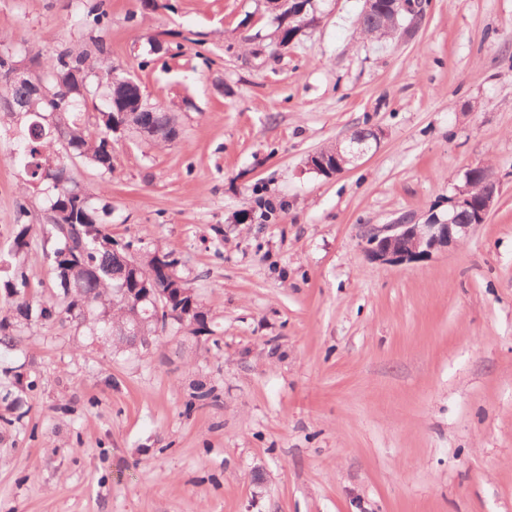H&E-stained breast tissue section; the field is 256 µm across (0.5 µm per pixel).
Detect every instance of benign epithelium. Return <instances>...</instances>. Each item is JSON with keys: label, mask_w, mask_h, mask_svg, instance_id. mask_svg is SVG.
<instances>
[{"label": "benign epithelium", "mask_w": 512, "mask_h": 512, "mask_svg": "<svg viewBox=\"0 0 512 512\" xmlns=\"http://www.w3.org/2000/svg\"><path fill=\"white\" fill-rule=\"evenodd\" d=\"M0 84L13 86L25 84L42 98L52 95L45 82V75L32 60L14 62L11 69L0 75ZM500 181L490 174L480 199L473 200L462 190L448 199V215L430 214L424 222L413 215L399 218L391 224H369L364 231L365 249L372 260L382 263H400L426 257L447 248L467 236L471 229L486 222L499 199ZM473 210L472 221L461 224L459 212Z\"/></svg>", "instance_id": "benign-epithelium-1"}]
</instances>
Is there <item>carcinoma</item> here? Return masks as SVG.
I'll use <instances>...</instances> for the list:
<instances>
[{
  "instance_id": "carcinoma-1",
  "label": "carcinoma",
  "mask_w": 512,
  "mask_h": 512,
  "mask_svg": "<svg viewBox=\"0 0 512 512\" xmlns=\"http://www.w3.org/2000/svg\"><path fill=\"white\" fill-rule=\"evenodd\" d=\"M379 9L360 22V33L373 37L397 29L401 13L395 0H378ZM298 4H289V19L279 26L280 43L291 41L302 27L314 22L309 12L299 13ZM98 58L91 62L84 53H76L63 47L57 51L49 65L47 83L53 90V99L44 101L33 94L29 87H1L0 112L13 113L12 105L20 100L31 109L30 115L39 119L44 136L36 133V127H28L22 155L33 161L35 155L42 162L55 160L56 168L47 175L33 173L32 182L45 187L48 193V224L51 225L57 244L52 250V264L62 288V296L36 301L29 291L28 278L22 267L14 270V282L9 288L15 318L26 321H65L77 327H86L95 336L112 341V344L135 346L147 343L148 337L169 324L186 325L190 333L206 331L207 316L196 295L186 287L178 275L179 260L171 252L145 251L137 259L131 254L132 245H117L108 233L106 219L112 214V206L94 201L84 195L78 199L79 190L73 186L74 176L66 161L59 159L53 150L54 133L61 131L66 143L65 150L85 159L102 174L112 173V148L107 141L108 130L116 122L128 130L146 127L154 142L168 143L177 139L179 132L171 113L154 106L150 112L138 111L143 96L139 83L111 86L110 81L99 82L95 93L108 98L109 107L102 112L103 128L91 132L77 123L76 112L85 102L86 92L75 94L65 82L66 75L76 71L90 73L102 68L111 73L114 65L106 45L98 43ZM63 111H57V108ZM149 279L153 294L173 302L170 314L154 315L148 301H141L144 289L138 279ZM141 317L140 335L125 336L121 328L133 324L132 313Z\"/></svg>"
}]
</instances>
